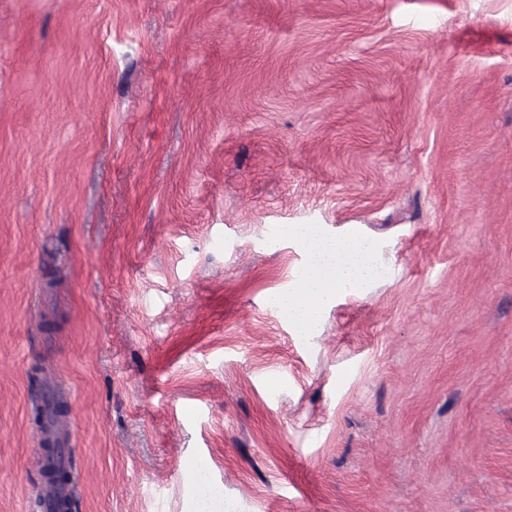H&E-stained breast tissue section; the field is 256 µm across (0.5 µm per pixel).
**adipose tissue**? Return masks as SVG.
I'll return each instance as SVG.
<instances>
[{
  "label": "adipose tissue",
  "instance_id": "ef3b65f1",
  "mask_svg": "<svg viewBox=\"0 0 512 512\" xmlns=\"http://www.w3.org/2000/svg\"><path fill=\"white\" fill-rule=\"evenodd\" d=\"M291 233L307 249L309 264L298 284L276 294L279 308L301 334H309L321 321L325 305L343 286L368 290L379 275L375 251L354 238L317 236L305 225Z\"/></svg>",
  "mask_w": 512,
  "mask_h": 512
}]
</instances>
